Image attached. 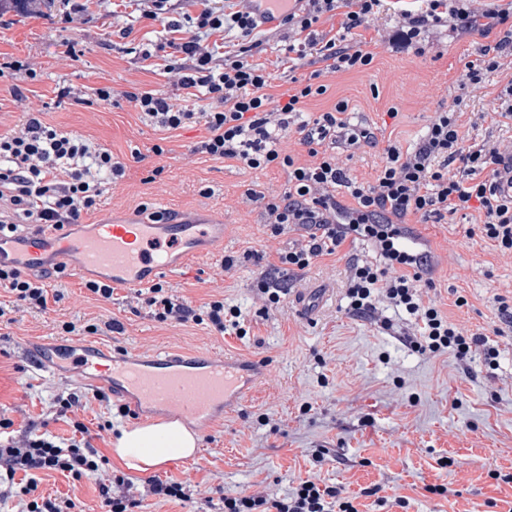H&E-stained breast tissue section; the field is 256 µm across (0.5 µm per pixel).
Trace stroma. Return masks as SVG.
<instances>
[{"label":"stroma","instance_id":"1","mask_svg":"<svg viewBox=\"0 0 512 512\" xmlns=\"http://www.w3.org/2000/svg\"><path fill=\"white\" fill-rule=\"evenodd\" d=\"M62 0H37L33 10L11 11L10 29H0V53L24 64L15 81H0V133H10L25 112L42 110L45 122L112 151L125 162L126 173L110 186L103 211L116 218L144 220V202L173 208L188 217L224 227V244L187 265L176 277H163L164 287L201 307L221 296L241 307L249 336L240 339L215 332L207 324L159 323L132 302L133 289L115 290L111 300L90 295L83 280L67 275L55 282L60 302L43 311L14 309L11 294L0 288V306L13 321L0 326V419L12 422L6 437L21 440L29 422L48 419L54 398L81 392L67 376L36 368L28 349L45 340H63L74 347L97 344L138 356L170 347L180 351L212 350L235 355L257 367L261 384L249 400L225 409L200 436L196 456L163 465V480L183 484L190 498L143 500L135 512H224L222 492L244 490L265 496L283 495L301 481L344 488L357 497L361 512H507L512 486L500 484L494 472L512 474V323L503 318L497 297H512V258L502 255L481 236H467L462 216L450 222L419 223L410 218L415 242L429 252L432 286L423 288L424 302L436 304L451 322L467 331L489 334L500 351V365L487 376L481 358L461 366L453 356L415 352L402 336L414 333L410 321L393 316L391 329L348 313L344 292L353 259L372 261L373 246L347 239L335 254L291 273L288 295L278 307L263 309L255 294L261 273L276 265L280 252L299 239L290 232L268 238L258 208L246 201L247 188L280 193L287 187L282 170H243L233 162L194 153L207 136L204 124L160 131L132 103L112 107L58 99L57 88L69 85L92 96L95 88L115 92L155 90L182 103L185 92L164 58L145 62L142 48L155 43L154 26L128 25L125 8L112 0H90L73 22L63 19ZM397 22L387 15L364 30L376 45L373 64L360 72L331 78L330 92L349 98L357 119L377 135L374 145L348 161L352 177L373 181L388 141L415 144L434 112L456 94V80L465 62L477 60L484 38H458L451 30L430 29L428 39L438 53L417 57L388 50L382 38ZM129 37H119L122 27ZM75 45L64 54L61 39ZM39 80L27 79L26 68ZM20 87L22 97L11 94ZM397 107V118L387 111ZM163 154H155V145ZM139 149L142 159L131 158ZM162 167L154 182L149 170ZM211 188L202 197L201 188ZM252 250L260 263L225 270L222 256ZM465 305H457V298ZM119 321V333H66L72 321L104 325ZM93 444L109 462L97 472L73 480L57 472L41 473L40 488L54 498L72 497L86 507L98 504L100 484L126 473L110 456L114 431L164 421L162 412L111 415L105 404L89 400L75 408ZM111 428H104V421ZM326 452L315 462L316 449ZM449 459L441 467V459ZM435 484L448 495L430 493ZM377 486L380 496H363ZM404 496L406 508L388 505V497Z\"/></svg>","mask_w":512,"mask_h":512}]
</instances>
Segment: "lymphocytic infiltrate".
<instances>
[{"mask_svg":"<svg viewBox=\"0 0 512 512\" xmlns=\"http://www.w3.org/2000/svg\"><path fill=\"white\" fill-rule=\"evenodd\" d=\"M165 2L124 0L135 8L137 22L161 24L163 39L156 49L179 54L171 68L180 76L187 102L172 103L152 90L129 92L125 98L162 131L204 123L209 135L195 146V153L233 161L244 169L276 167L287 172L283 193L253 188L245 192L259 209L269 237L295 230L303 239L280 254V275L264 273L258 279L264 306H276L287 295V273L309 268L354 236L370 242L380 261L352 265L345 292L349 313L370 315L382 304L403 310L416 327L417 352H449L461 362L478 355L488 370H496L500 351L486 334L466 333L436 305L423 304L428 259L410 245L407 220L417 216L424 222L440 221L474 211L482 238L512 253V194L500 187V166L504 158H512V145L472 137L485 113H473L465 124L460 121L469 89L491 73L499 74L503 83L491 114L512 121V72L503 64L512 58V7L499 8L488 0H424L420 10L410 9L408 0H294L280 19L286 34L276 48L278 59L293 75L290 87L275 95L272 73L254 60L262 47L252 38L258 24L248 13L201 0L198 16L182 21L166 17ZM388 6L399 18L388 40L389 49L397 53L425 55L430 49L425 34L432 27H447L466 37L491 35L495 41L484 47L481 59L465 63L456 95L430 119L419 141L407 148L388 143L375 181L364 184L350 177L344 163L375 144L372 128L353 122L348 99L312 115L306 106L327 94L329 77L373 63L375 53L357 31L374 23ZM336 11L342 14L338 30H319L323 16ZM218 32L237 39L221 56L207 45ZM300 68L305 76L295 77ZM293 134L306 147L307 162L286 153L283 141ZM125 170L109 149L57 130L43 120L41 111L29 112L17 128L0 134V232L14 235L32 227L43 233L80 223L83 215L100 206L105 181L123 178ZM342 191L347 194L343 200L338 197ZM0 288L14 296L16 305L30 309H47L49 300L61 298L46 288L40 275L19 268H0ZM136 299L161 323L205 322L223 335L247 333L240 308L225 306L217 297L198 310L157 283L137 292ZM71 426L68 438L46 431L20 444L0 441V469L7 481L19 473L24 476L20 492L27 498L26 512H84L81 501L52 499L39 490V472L55 471L78 480L102 466L104 457L92 445L88 427L78 420ZM148 496L188 498L180 483L156 477L138 485L118 476L99 487L101 512H133ZM223 502L224 512H359L342 489L312 480L282 497L240 492L224 495Z\"/></svg>","mask_w":512,"mask_h":512,"instance_id":"obj_1","label":"lymphocytic infiltrate"}]
</instances>
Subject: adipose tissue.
Listing matches in <instances>:
<instances>
[{"label":"adipose tissue","mask_w":512,"mask_h":512,"mask_svg":"<svg viewBox=\"0 0 512 512\" xmlns=\"http://www.w3.org/2000/svg\"><path fill=\"white\" fill-rule=\"evenodd\" d=\"M197 444L195 433L180 422L167 421L123 429L112 452L130 470L147 472L192 457Z\"/></svg>","instance_id":"adipose-tissue-1"}]
</instances>
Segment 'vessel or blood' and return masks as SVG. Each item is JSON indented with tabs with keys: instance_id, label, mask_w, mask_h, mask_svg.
I'll list each match as a JSON object with an SVG mask.
<instances>
[{
	"instance_id": "b4317fda",
	"label": "vessel or blood",
	"mask_w": 512,
	"mask_h": 512,
	"mask_svg": "<svg viewBox=\"0 0 512 512\" xmlns=\"http://www.w3.org/2000/svg\"><path fill=\"white\" fill-rule=\"evenodd\" d=\"M224 239L220 224H124L103 221L89 225L79 236L36 234L30 237L0 234V267L42 271L58 265L70 273L120 288H143L161 276L178 274L206 244ZM33 356L45 369L55 370L70 360L75 375H83L95 360L111 363L105 380L113 397L133 409H162L170 420L195 421L206 431L213 412L243 402L254 393L259 378L239 358L198 351L187 358L161 350L152 358L128 357L100 346H86L70 356L56 345H44Z\"/></svg>"
}]
</instances>
